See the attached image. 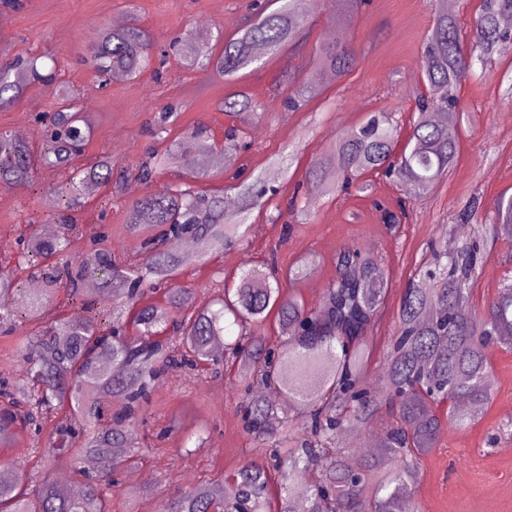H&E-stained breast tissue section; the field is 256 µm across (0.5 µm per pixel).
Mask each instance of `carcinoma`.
Masks as SVG:
<instances>
[{
    "label": "carcinoma",
    "mask_w": 512,
    "mask_h": 512,
    "mask_svg": "<svg viewBox=\"0 0 512 512\" xmlns=\"http://www.w3.org/2000/svg\"><path fill=\"white\" fill-rule=\"evenodd\" d=\"M307 0H281V5L224 40L213 52L210 41L188 42L184 65L234 75L262 61L254 47L269 56L295 42L309 20ZM512 17V0H482L463 39L456 16L435 13L422 55L427 94L416 97L415 115L403 148L392 114L379 112L341 134L330 155L316 160L309 182L331 194L356 187L364 192V176L377 170L403 186L412 198L430 194L453 171L459 151L464 112L456 94L462 80L512 52V31L502 23ZM153 40L137 24L104 28L92 53L97 78L104 82L120 70L135 76L150 66ZM356 53L342 34L333 32L315 52L309 80L288 94L284 105L297 108L320 90L323 73L345 77ZM55 81L35 59H17L0 66V105L19 97L35 82ZM221 110L234 113L252 108L247 95L224 98ZM42 146L33 158L28 146L9 131H0V187L16 188L33 180L35 165L65 167L85 151L90 127L73 102L50 117L39 115ZM250 145L234 129L225 132L220 149L206 131H186L141 165L146 192L127 215L129 230L142 237L140 257L117 258L102 237L85 252L73 250L72 211L85 197L112 182L115 163L108 155L73 169L69 184L55 189L60 225L53 238L41 236L34 225L21 240L18 267L32 268L43 288L30 291L12 273L0 272V351L5 359L27 364L26 377L13 378L0 367V446L20 429L34 437L49 432L46 457L70 464L78 496L48 478L31 484L10 462L0 461V512H112L113 475L133 461L118 457L116 448H132L133 426L145 422L159 377L170 369L193 371L207 365L218 372L224 361L242 369L249 379L243 422L262 460L239 466L229 479L197 484L166 499L160 512H270L271 473L281 477L279 512H295L299 498L306 512H416L412 486L420 457L434 447L448 427H467L492 400L494 376L489 349L512 348V275L481 308L471 305V287L484 263L478 232L512 242V195L494 203L491 219L479 217L480 202L472 200L451 217L454 224L473 226L453 252L448 244L434 252L427 271L430 287L404 289L395 336L378 381L366 376L369 355L365 335L385 296L381 264L353 245L336 257V279L325 290L320 306L308 308L299 298L283 294V284L305 279L312 262L304 258L294 268L247 261L232 288L224 287L203 303L194 289L180 281L182 267L209 260L227 247L242 246V227L253 210L269 204L276 190L262 192L255 184L235 187L237 206L224 211V191L200 192L194 183L224 168ZM190 150L206 167L180 187H152L158 170ZM338 178L330 180L331 160ZM188 237L196 252L183 256L164 242ZM88 275L100 282L102 295L130 309L128 318L95 317V300L54 324L33 328L42 308L60 290L77 296ZM162 287L167 307L137 306L144 288ZM275 315L283 336L275 345L258 335V327ZM279 392L298 406L294 417H279L261 389ZM395 412V424L385 436V452L358 463L345 457L339 445L344 427L367 428L379 412V397ZM120 410L106 413L110 400ZM449 403L446 418L433 412ZM93 457L89 471L81 459Z\"/></svg>",
    "instance_id": "cac0c4a2"
}]
</instances>
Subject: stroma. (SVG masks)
<instances>
[{
  "mask_svg": "<svg viewBox=\"0 0 512 512\" xmlns=\"http://www.w3.org/2000/svg\"><path fill=\"white\" fill-rule=\"evenodd\" d=\"M265 2L19 0L15 7L0 5V64L35 56L44 67H56L92 121L93 135L82 163L107 153L124 171L119 186L98 190L77 212V247H88L105 235L117 257L139 253V237L126 228L127 213L136 198L134 190L141 185L138 166L153 143L149 123L165 106H174L179 114L170 138L201 124L219 142L225 129L234 126L252 143L234 165L199 182V189L220 188L230 197L234 184L259 178L277 188L283 203L306 180L314 159L371 113L392 112L399 123H408L413 94L422 81V49L442 0H369L354 14L345 0H318L295 45L264 58L260 66L242 70L236 78L185 68L180 51L170 46L171 41L198 34L231 37L251 14L252 4ZM118 16L147 29L166 54L139 76L102 87L93 81L88 59L102 28ZM336 29L345 31L357 53L354 69L340 81L324 82L321 93L306 99L299 110H287L284 98L307 81L316 48ZM511 72L512 54L495 59L482 77L461 82L457 94L465 119L456 166L394 229L381 223L373 203L396 207L403 191L374 174L369 195L312 193L305 221L274 222L266 213L253 212L245 226L244 246L224 250L207 264L186 267L183 283L202 295L219 288L245 261L260 262L273 255L285 269L311 256L313 273L303 282L289 284L288 290L313 308L321 304L324 288L336 274L341 247L352 244L380 257L388 289L366 335L371 350L368 374L377 377L396 331L402 293L409 283H423L421 271L431 259L432 246L448 238L443 226L449 216L471 197L489 206L498 196L512 194V102L503 100L500 92L504 75ZM240 91L251 99L253 110H219L224 97ZM56 108L57 97L50 88L30 85L17 100L0 107V128L12 131L25 123L28 143L40 147L35 118ZM70 176L66 167L43 169L33 184L6 190L7 202L0 205V265L12 266L15 241L25 236L27 225L50 223L53 211L46 199ZM486 252L471 295L478 307L494 296L504 273L512 269V242H488ZM491 368L495 387L488 407L466 429H444L435 447L422 456L415 487L419 512H512V436L501 432L512 420L507 416L512 409V350L495 348ZM243 398L244 388L233 367L219 374L206 369L194 375L181 370L165 373L146 422L135 428L138 442L146 447L136 468L149 473L150 479L136 484L120 474L112 490L114 512H158L168 495L259 459L260 451L241 422ZM184 445L190 449L185 457L180 454ZM34 446L32 434L21 432L11 447L0 449V460L35 480L66 479L67 469L33 466Z\"/></svg>",
  "mask_w": 512,
  "mask_h": 512,
  "instance_id": "stroma-1",
  "label": "stroma"
}]
</instances>
